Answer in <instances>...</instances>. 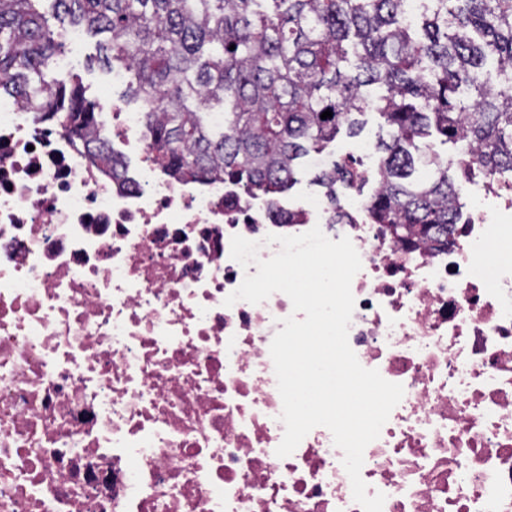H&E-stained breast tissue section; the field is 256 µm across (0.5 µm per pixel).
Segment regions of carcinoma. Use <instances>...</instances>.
Returning <instances> with one entry per match:
<instances>
[{
    "instance_id": "obj_1",
    "label": "carcinoma",
    "mask_w": 512,
    "mask_h": 512,
    "mask_svg": "<svg viewBox=\"0 0 512 512\" xmlns=\"http://www.w3.org/2000/svg\"><path fill=\"white\" fill-rule=\"evenodd\" d=\"M45 1L57 20L111 34L103 62L126 71L124 98L147 114L152 160L172 177L284 192L300 159L343 127L356 133L352 116L373 108L390 139L375 146L370 208L405 241L443 236L458 217L448 161L421 150L430 130L460 147L465 171L512 172V0H426L420 38L404 22L406 0H0V91L83 129L95 125V104L47 79L61 44ZM216 107L222 125L204 120ZM93 149L112 161L105 135ZM420 164L426 179L414 178ZM348 177L335 164L314 182L334 202Z\"/></svg>"
}]
</instances>
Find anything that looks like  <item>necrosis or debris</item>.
<instances>
[{
  "instance_id": "4bbe7bcc",
  "label": "necrosis or debris",
  "mask_w": 512,
  "mask_h": 512,
  "mask_svg": "<svg viewBox=\"0 0 512 512\" xmlns=\"http://www.w3.org/2000/svg\"><path fill=\"white\" fill-rule=\"evenodd\" d=\"M0 92V512H363L330 431L278 457L270 343L287 295L225 306L239 235L320 227L362 267L348 341L404 396L364 451L383 512H512V177L447 243L398 240L360 188L270 199L152 161L145 115L102 100L121 179L86 137Z\"/></svg>"
}]
</instances>
